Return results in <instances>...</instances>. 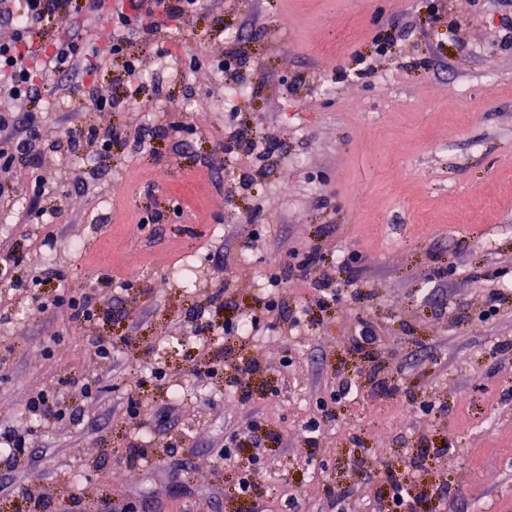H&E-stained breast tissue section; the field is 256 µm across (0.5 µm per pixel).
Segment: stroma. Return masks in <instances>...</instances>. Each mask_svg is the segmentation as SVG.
<instances>
[{
	"instance_id": "1",
	"label": "stroma",
	"mask_w": 512,
	"mask_h": 512,
	"mask_svg": "<svg viewBox=\"0 0 512 512\" xmlns=\"http://www.w3.org/2000/svg\"><path fill=\"white\" fill-rule=\"evenodd\" d=\"M512 0H204L183 31L165 28L152 44L132 40L140 73L128 78L122 56L92 75L64 77L48 97L54 109L39 125L49 149L71 124L99 128L165 126L181 114L190 132L156 136L149 146L87 149L41 161L29 156L6 177L23 185L48 164L63 181L50 224H23L0 211V249L12 250L27 289L78 296L107 275L129 288L102 294L98 318L82 324L66 313L33 311L25 291L9 295L11 322L0 324V421L17 424L42 389L60 391L80 420L32 421L31 458L11 469L0 461V512H33L10 492L66 488L57 512H236L226 493L250 469L251 447L223 463L225 437L259 419L277 438L264 443L257 475L270 512L297 498L301 512H329L327 486L376 485L357 469L412 474L413 452L426 444L448 452L421 477L447 484L429 512H512V299L492 319L476 316L489 292L512 282V41L501 16ZM222 18L215 27L214 18ZM390 33L392 47L374 53L372 39ZM242 59L245 95L212 72L229 54ZM206 66L191 70V56ZM122 96L138 91L144 108L97 112L68 98L76 82ZM429 111H420V102ZM245 138L274 135L265 160L222 154L234 130ZM181 218L143 224L170 199ZM321 255L307 279L290 280L281 300L306 312L309 328L289 336L259 316L256 301L291 251ZM362 254L360 299L315 303L314 284L346 272L337 256ZM191 265L192 287L178 271ZM59 269L48 278L44 268ZM449 268L445 281L436 268ZM225 287L224 307L208 303ZM259 316L257 335L198 332L201 322ZM383 336L386 377L403 376L407 393L381 394L369 365L349 350L359 321ZM194 342L166 350L174 336ZM132 337L133 345L122 342ZM93 337L115 340L111 362L96 359ZM256 359L263 373L231 388L224 374L193 368ZM163 363L165 381L150 369ZM138 394L172 408L173 428L146 429L156 453L128 466L134 432L127 380ZM94 381L97 403L84 405L70 377ZM348 379L355 392L305 442L304 422L330 385ZM440 399L449 412L398 416L407 395Z\"/></svg>"
}]
</instances>
